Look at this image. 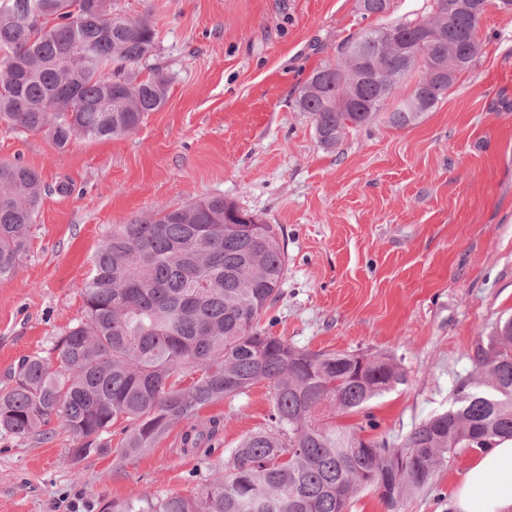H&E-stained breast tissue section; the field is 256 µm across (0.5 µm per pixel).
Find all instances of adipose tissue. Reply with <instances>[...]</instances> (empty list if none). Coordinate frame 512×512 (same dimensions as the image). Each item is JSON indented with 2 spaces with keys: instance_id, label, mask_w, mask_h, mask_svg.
<instances>
[{
  "instance_id": "adipose-tissue-1",
  "label": "adipose tissue",
  "mask_w": 512,
  "mask_h": 512,
  "mask_svg": "<svg viewBox=\"0 0 512 512\" xmlns=\"http://www.w3.org/2000/svg\"><path fill=\"white\" fill-rule=\"evenodd\" d=\"M456 512H512V440L480 454L453 494Z\"/></svg>"
}]
</instances>
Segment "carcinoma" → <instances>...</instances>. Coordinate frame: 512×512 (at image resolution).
Here are the masks:
<instances>
[{"label": "carcinoma", "mask_w": 512, "mask_h": 512, "mask_svg": "<svg viewBox=\"0 0 512 512\" xmlns=\"http://www.w3.org/2000/svg\"><path fill=\"white\" fill-rule=\"evenodd\" d=\"M433 0L414 20L350 37L340 57L314 70L294 107L318 142L336 147L350 128L379 117L395 128L435 109L454 78L473 68L479 23L466 0ZM443 33L429 51L413 48L425 29ZM91 50L88 58L70 51ZM158 30L125 16L113 0H0V123L43 132L60 150L78 140L136 132L168 97L158 67ZM45 186L20 162H0V279L27 251ZM221 195L137 217L112 229L85 284L86 318L55 338L56 362L27 356L0 393V433L46 437L57 421L80 460L102 450L117 420L126 422L118 455L146 453L185 422V444L208 447L221 426L192 425L205 407L265 381L272 422L230 450L224 473L194 497L131 495L111 512H347L365 489L394 512L432 484L455 448L482 450L512 440V320L477 340L474 372L453 406L415 425L399 443L366 439L333 419L367 409L405 381L382 356L311 352L260 328L283 282L287 251L281 225Z\"/></svg>", "instance_id": "obj_1"}]
</instances>
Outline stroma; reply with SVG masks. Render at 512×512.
Returning <instances> with one entry per match:
<instances>
[{
    "instance_id": "1",
    "label": "stroma",
    "mask_w": 512,
    "mask_h": 512,
    "mask_svg": "<svg viewBox=\"0 0 512 512\" xmlns=\"http://www.w3.org/2000/svg\"><path fill=\"white\" fill-rule=\"evenodd\" d=\"M431 3L391 0L386 15L365 19L357 0H117L122 14L155 24L168 98L135 134L64 151L0 124V162L36 169L46 188L17 272L0 279V391L23 357L49 355L84 319L92 258L114 225L221 195L284 230L281 296L262 320L272 335L401 367L404 383L369 405L376 436L401 439L447 410L478 338L512 317V12L487 9L475 66L415 125L379 120L326 150L293 109L346 38ZM271 413L259 382L201 411L221 420L211 448L183 447L179 423L131 459L117 453L120 420L102 451L76 462L63 431L0 433V512H109L133 493L196 495ZM476 456L450 452L400 512H453Z\"/></svg>"
}]
</instances>
